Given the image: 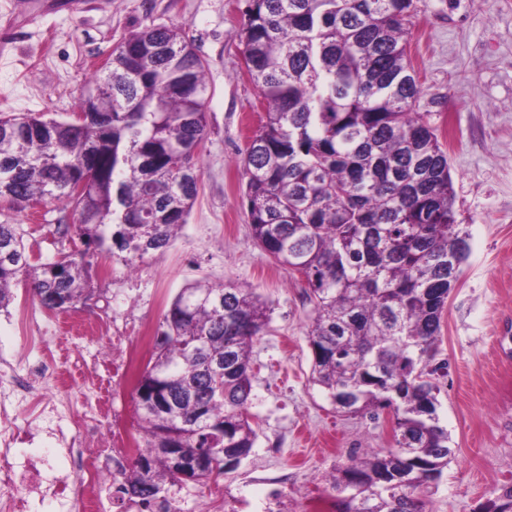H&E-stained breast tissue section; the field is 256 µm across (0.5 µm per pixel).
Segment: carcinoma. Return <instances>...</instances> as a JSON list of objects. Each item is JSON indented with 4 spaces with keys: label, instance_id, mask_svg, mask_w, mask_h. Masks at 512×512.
<instances>
[{
    "label": "carcinoma",
    "instance_id": "cac0c4a2",
    "mask_svg": "<svg viewBox=\"0 0 512 512\" xmlns=\"http://www.w3.org/2000/svg\"><path fill=\"white\" fill-rule=\"evenodd\" d=\"M414 0H249L241 30L265 105L242 162L256 245L307 284L313 383L350 414L389 410L394 444L330 480L339 512H425L452 449L436 414L441 314L469 246L448 153L416 111L407 44ZM205 65L177 27L133 31L86 82L80 123L0 118V199L63 201L55 233L85 249L29 262L0 224V308L19 278L50 311L88 296V258L126 267L169 247L199 190ZM268 304L251 288L196 281L163 315L135 388L144 450L123 493L227 474L254 448L252 346Z\"/></svg>",
    "mask_w": 512,
    "mask_h": 512
}]
</instances>
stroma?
I'll list each match as a JSON object with an SVG mask.
<instances>
[{
	"mask_svg": "<svg viewBox=\"0 0 512 512\" xmlns=\"http://www.w3.org/2000/svg\"><path fill=\"white\" fill-rule=\"evenodd\" d=\"M408 55L423 87L417 109L448 150L458 222L470 252L442 312L437 414L454 450L441 479L423 492L427 512H486L512 485V0H414ZM248 0H0V115L37 112L68 119L89 74L131 31L181 28L206 66L208 135L200 189L178 238L128 272L118 257L92 259L93 292L74 310L43 308L25 284L0 309V356L17 369L52 361L71 394L69 415L95 410L86 358L109 348L106 330L157 331L172 299L198 280L254 289L270 322L252 352L250 413L258 439L238 469L220 476L250 503L278 488L288 512H332L329 479L351 455L390 447L393 416L336 410L311 380L305 283L251 238L241 159L263 109L240 43ZM64 203L17 210L0 200V224L17 225L32 262L80 248L50 226Z\"/></svg>",
	"mask_w": 512,
	"mask_h": 512,
	"instance_id": "1",
	"label": "stroma"
}]
</instances>
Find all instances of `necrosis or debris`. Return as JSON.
<instances>
[{
	"label": "necrosis or debris",
	"instance_id": "obj_1",
	"mask_svg": "<svg viewBox=\"0 0 512 512\" xmlns=\"http://www.w3.org/2000/svg\"><path fill=\"white\" fill-rule=\"evenodd\" d=\"M149 339L113 336L111 348L97 358L108 372L112 395L132 387L134 376L145 360ZM44 362L29 366L26 374L0 366V512H100L111 504L112 512H140L127 497L117 494L122 477L143 448L139 432L128 430L125 418L114 410H101L84 416L73 426H61L67 401L51 398L36 401L32 420L45 433L49 445L37 454L18 453L20 444L29 442L28 431L14 421L15 402L34 399L37 378L52 374ZM64 457L67 464L58 469L51 461ZM200 500L201 512H245L248 503L240 493L224 489L192 494L173 490L170 496L155 499L147 512H187L185 505Z\"/></svg>",
	"mask_w": 512,
	"mask_h": 512
}]
</instances>
